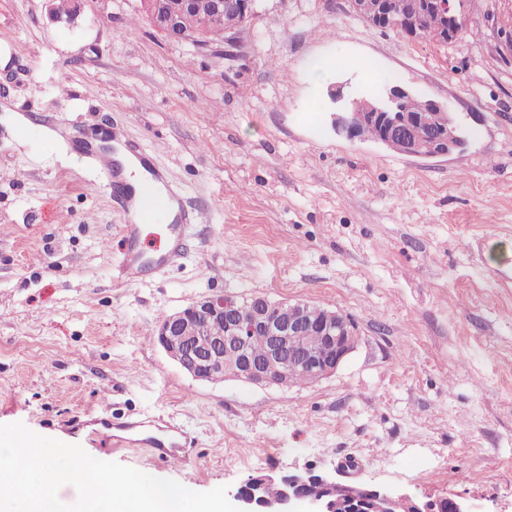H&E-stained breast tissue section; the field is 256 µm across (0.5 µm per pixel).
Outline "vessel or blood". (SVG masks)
Returning a JSON list of instances; mask_svg holds the SVG:
<instances>
[{"label":"vessel or blood","mask_w":512,"mask_h":512,"mask_svg":"<svg viewBox=\"0 0 512 512\" xmlns=\"http://www.w3.org/2000/svg\"><path fill=\"white\" fill-rule=\"evenodd\" d=\"M124 149L137 156L141 176L137 186L126 184L123 168L116 157L117 149ZM83 152L96 164L109 192L120 194L129 219L121 227L125 248L113 265L112 276L117 282L138 281L151 268H162L175 262L182 248V234L187 224L201 222V215L189 214L180 194L174 190L167 172L154 166L146 154L116 130L108 131L102 138L83 144ZM151 217L163 224L168 240L167 248L152 257H145L139 249L142 233L140 220ZM152 456L166 461L182 459L189 445L186 434L176 424L160 425L157 433L143 439Z\"/></svg>","instance_id":"obj_1"}]
</instances>
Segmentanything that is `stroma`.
<instances>
[{
  "label": "stroma",
  "instance_id": "1",
  "mask_svg": "<svg viewBox=\"0 0 512 512\" xmlns=\"http://www.w3.org/2000/svg\"><path fill=\"white\" fill-rule=\"evenodd\" d=\"M0 0V424L196 492L311 468L472 512H512V0H472L461 42L372 29L346 0H259L238 59L131 26L136 0ZM447 104L445 158L337 133L336 86ZM119 128L167 168L192 225L176 264L116 286L126 220L77 136ZM338 309L360 341L291 387L200 381L153 341L209 294ZM173 417L187 462L71 428Z\"/></svg>",
  "mask_w": 512,
  "mask_h": 512
}]
</instances>
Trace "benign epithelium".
I'll use <instances>...</instances> for the list:
<instances>
[{
  "label": "benign epithelium",
  "instance_id": "obj_1",
  "mask_svg": "<svg viewBox=\"0 0 512 512\" xmlns=\"http://www.w3.org/2000/svg\"><path fill=\"white\" fill-rule=\"evenodd\" d=\"M348 7L367 26L382 28L386 12L399 17L409 32L416 33L427 14H437L442 25L434 31L433 42L446 45L456 41L465 26L470 0H347ZM194 10V0H139L137 11L159 35L170 41L190 42L204 51L224 43L237 44L236 32H219L218 21L226 12H235L246 26L256 14L252 0H211L209 14L191 36L183 26V16ZM413 93L392 86L375 95L344 98L336 88V99L345 100L336 115V131L354 138L360 136L363 125L378 126V142L400 155L414 156L415 130L424 128L436 145L435 157H446L460 150L464 139L458 133L456 118L448 107L434 100H426L427 109L415 116L408 107ZM310 303L275 302L266 296L251 295L238 299L224 294L205 295L187 307L170 313L160 321L154 336L157 343L178 366L192 377L207 381L209 375L231 366L229 378L255 385H287L288 373L300 368L319 381L334 374L355 351L359 342L357 325L338 310L327 309L315 325L308 318ZM215 321L224 322V336H210L207 328ZM311 334L323 342L319 348L295 351L292 340ZM266 337L268 350L265 358L256 359L248 350L250 338ZM337 475L305 469L284 474L279 481L285 484L276 500L259 494L260 482L271 477H251L235 494L243 512H470L467 506L452 498L420 500L403 491L378 486L354 484L347 487L345 500L333 498L328 490L336 487ZM318 481L321 489L315 493L306 490L309 482Z\"/></svg>",
  "mask_w": 512,
  "mask_h": 512
}]
</instances>
